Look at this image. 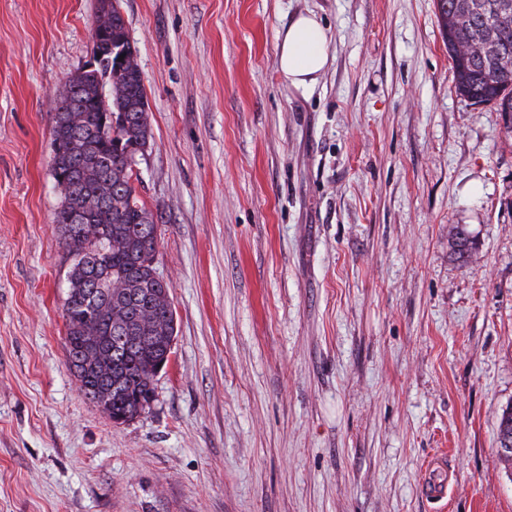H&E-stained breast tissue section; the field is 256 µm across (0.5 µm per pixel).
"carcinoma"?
<instances>
[{
	"label": "carcinoma",
	"mask_w": 512,
	"mask_h": 512,
	"mask_svg": "<svg viewBox=\"0 0 512 512\" xmlns=\"http://www.w3.org/2000/svg\"><path fill=\"white\" fill-rule=\"evenodd\" d=\"M436 18L452 62L457 92L492 104L512 132V0H436ZM110 91H105V88ZM60 152L52 176L64 190L56 213L60 243L71 259L63 313L68 368L108 417H139L154 396L149 366L172 354L175 317L168 285L156 280L159 241L154 214L138 198L127 155L152 140L145 85L118 0H98L93 57L74 74L53 118ZM452 254L467 263L474 241L463 225L448 230ZM121 285L122 298L102 288ZM109 357V372L83 365L86 350ZM497 447L512 438V408L500 416Z\"/></svg>",
	"instance_id": "1"
}]
</instances>
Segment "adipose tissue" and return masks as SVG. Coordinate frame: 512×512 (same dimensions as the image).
I'll use <instances>...</instances> for the list:
<instances>
[{
    "instance_id": "obj_1",
    "label": "adipose tissue",
    "mask_w": 512,
    "mask_h": 512,
    "mask_svg": "<svg viewBox=\"0 0 512 512\" xmlns=\"http://www.w3.org/2000/svg\"><path fill=\"white\" fill-rule=\"evenodd\" d=\"M329 62V37L314 13L298 14L284 30L277 66L281 76L294 88H313Z\"/></svg>"
}]
</instances>
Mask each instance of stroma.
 I'll return each instance as SVG.
<instances>
[{
	"mask_svg": "<svg viewBox=\"0 0 512 512\" xmlns=\"http://www.w3.org/2000/svg\"><path fill=\"white\" fill-rule=\"evenodd\" d=\"M119 7L174 353L124 424L67 368L51 129L98 0H0V512H512V133L457 93L435 0ZM329 62V37L312 12L298 14L280 36L277 66L288 85L313 88ZM452 254L461 262L467 263L475 255L474 241L464 225H455L448 230ZM497 447L499 448V459L503 463L505 469L512 468V452H505L502 449V438H512V408L506 409L500 416L497 427ZM501 448V450H500Z\"/></svg>",
	"mask_w": 512,
	"mask_h": 512,
	"instance_id": "obj_1",
	"label": "stroma"
}]
</instances>
